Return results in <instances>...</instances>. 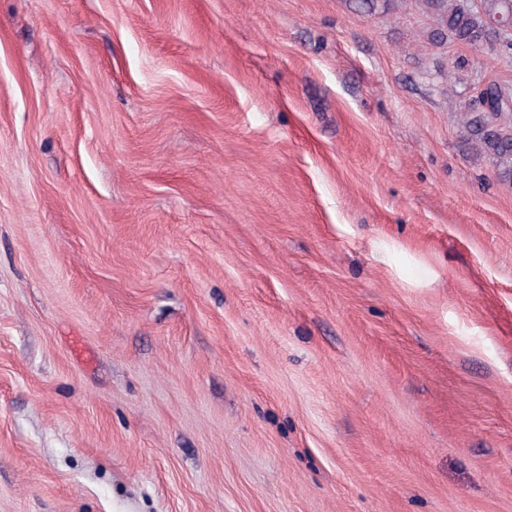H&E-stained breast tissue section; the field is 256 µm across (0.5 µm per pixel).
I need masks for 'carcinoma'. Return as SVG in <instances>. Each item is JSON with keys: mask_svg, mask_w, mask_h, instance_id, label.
<instances>
[{"mask_svg": "<svg viewBox=\"0 0 512 512\" xmlns=\"http://www.w3.org/2000/svg\"><path fill=\"white\" fill-rule=\"evenodd\" d=\"M437 17L441 32L481 49L490 42L491 22L512 18V0H422ZM489 106L464 112L462 127L473 149L496 160L503 177L512 179V90L488 84Z\"/></svg>", "mask_w": 512, "mask_h": 512, "instance_id": "carcinoma-1", "label": "carcinoma"}]
</instances>
